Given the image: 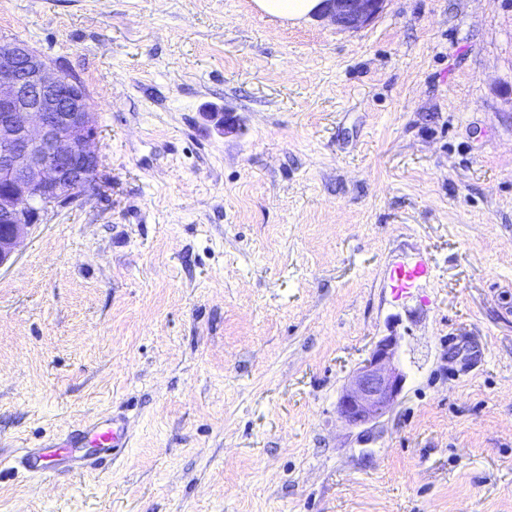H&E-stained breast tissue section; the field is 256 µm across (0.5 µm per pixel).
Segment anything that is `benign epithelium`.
<instances>
[{
    "mask_svg": "<svg viewBox=\"0 0 512 512\" xmlns=\"http://www.w3.org/2000/svg\"><path fill=\"white\" fill-rule=\"evenodd\" d=\"M319 17L348 30L368 25L385 0H324ZM231 133L234 112H207ZM101 157L95 109L84 81L53 71L52 62L19 38L0 39V267L14 257L51 208L95 186ZM400 337L390 333L351 376L337 411L350 426L376 421L396 405L406 375L395 360Z\"/></svg>",
    "mask_w": 512,
    "mask_h": 512,
    "instance_id": "obj_1",
    "label": "benign epithelium"
}]
</instances>
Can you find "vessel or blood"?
<instances>
[{"instance_id":"b4317fda","label":"vessel or blood","mask_w":512,"mask_h":512,"mask_svg":"<svg viewBox=\"0 0 512 512\" xmlns=\"http://www.w3.org/2000/svg\"><path fill=\"white\" fill-rule=\"evenodd\" d=\"M129 441L130 432L125 417L113 415L85 422L41 447L24 449L18 464L34 476L54 473L71 463L80 445L86 444L97 449L93 463L100 466L118 456Z\"/></svg>"}]
</instances>
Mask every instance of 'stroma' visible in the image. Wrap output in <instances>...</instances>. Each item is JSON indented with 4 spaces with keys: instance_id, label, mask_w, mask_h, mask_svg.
I'll return each instance as SVG.
<instances>
[{
    "instance_id": "35a3bbf8",
    "label": "stroma",
    "mask_w": 512,
    "mask_h": 512,
    "mask_svg": "<svg viewBox=\"0 0 512 512\" xmlns=\"http://www.w3.org/2000/svg\"><path fill=\"white\" fill-rule=\"evenodd\" d=\"M1 36L84 80L101 167L0 270V458L131 439L0 465V512H512V0H0ZM392 330L399 402L346 427ZM322 0H254L267 15L297 22L311 17L321 7ZM386 0H324L325 9L318 18L348 30L368 25L383 10ZM129 441L130 432L125 417L112 415L85 422L40 448H24L18 465L34 476L56 473L60 467L77 458L80 444H88L98 450V455L90 461V465L100 466L118 456L122 448H127Z\"/></svg>"
}]
</instances>
